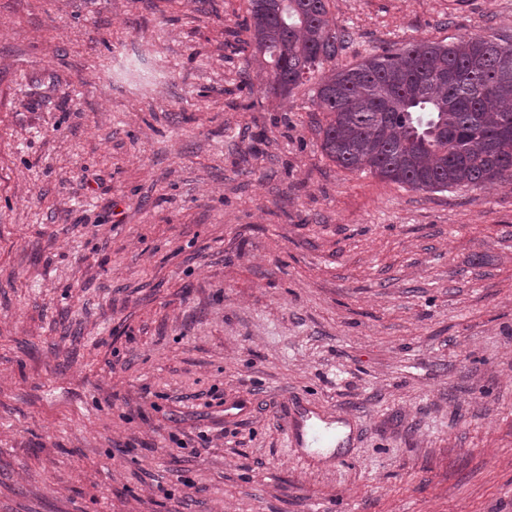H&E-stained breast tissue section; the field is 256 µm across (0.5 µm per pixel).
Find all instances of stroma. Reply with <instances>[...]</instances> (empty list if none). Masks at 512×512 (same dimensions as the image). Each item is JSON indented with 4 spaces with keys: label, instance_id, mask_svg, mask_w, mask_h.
I'll return each mask as SVG.
<instances>
[{
    "label": "stroma",
    "instance_id": "obj_1",
    "mask_svg": "<svg viewBox=\"0 0 512 512\" xmlns=\"http://www.w3.org/2000/svg\"><path fill=\"white\" fill-rule=\"evenodd\" d=\"M247 5L0 0V512H512V187L328 160ZM330 12L340 68L512 43V0Z\"/></svg>",
    "mask_w": 512,
    "mask_h": 512
}]
</instances>
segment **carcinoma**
Here are the masks:
<instances>
[{
    "label": "carcinoma",
    "mask_w": 512,
    "mask_h": 512,
    "mask_svg": "<svg viewBox=\"0 0 512 512\" xmlns=\"http://www.w3.org/2000/svg\"><path fill=\"white\" fill-rule=\"evenodd\" d=\"M235 36L269 56L278 96L317 79L321 148L337 166L417 191L512 186V44L419 40L327 69L349 38L329 0H249Z\"/></svg>",
    "instance_id": "cac0c4a2"
}]
</instances>
